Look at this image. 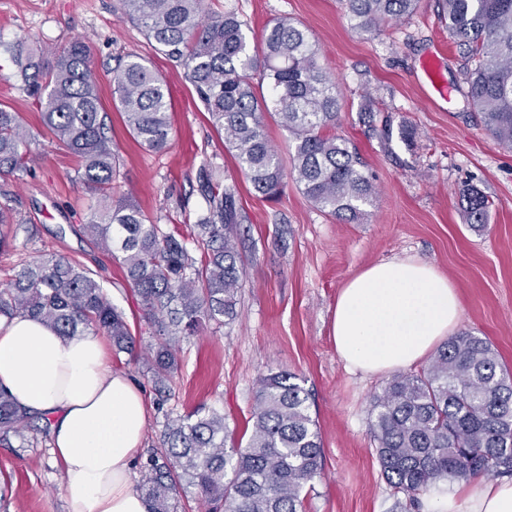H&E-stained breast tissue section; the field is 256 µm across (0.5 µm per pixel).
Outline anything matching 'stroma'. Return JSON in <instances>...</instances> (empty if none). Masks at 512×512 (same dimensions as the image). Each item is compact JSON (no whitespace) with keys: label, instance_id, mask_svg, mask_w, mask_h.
<instances>
[{"label":"stroma","instance_id":"35a3bbf8","mask_svg":"<svg viewBox=\"0 0 512 512\" xmlns=\"http://www.w3.org/2000/svg\"><path fill=\"white\" fill-rule=\"evenodd\" d=\"M209 12H234L260 38L273 18L300 22L341 94L338 136L354 145L376 186L365 219L342 223L288 184L275 201L260 198L238 171L193 86L144 34L122 19L118 0H0V107L20 113L33 160L20 179L1 180L21 222L0 253V289L24 261L57 254L96 273L136 340V354L111 356L114 370L143 389L150 420L135 472L163 451L167 422L197 408L224 414L243 436L260 377L285 370L309 393L324 448L323 470L302 495L304 512H421L394 493L371 435L372 409L389 375L348 369L331 323L337 296L353 276L382 261L416 257L447 276L462 308L459 331L486 338L512 368V149L494 144L469 104L465 61L437 17L435 0L371 33L351 29L344 0H205ZM89 45L98 94L123 164L114 197L138 204L158 224H190L204 201L198 175L234 186L243 217L237 246L245 276L237 316L182 338L179 367L158 391L141 354L157 339L118 257L85 232L89 195L75 182V158L42 123L41 112L6 52L21 40L54 51L73 39ZM149 59L171 91L172 140L149 151L112 106L110 70L118 56ZM434 61L446 97L427 99L426 61ZM374 119L365 116L366 106ZM479 189L492 203L482 228L468 226L460 191ZM24 447L0 445V512H66L65 475L45 422L36 419Z\"/></svg>","mask_w":512,"mask_h":512}]
</instances>
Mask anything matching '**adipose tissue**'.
I'll use <instances>...</instances> for the list:
<instances>
[{
    "label": "adipose tissue",
    "mask_w": 512,
    "mask_h": 512,
    "mask_svg": "<svg viewBox=\"0 0 512 512\" xmlns=\"http://www.w3.org/2000/svg\"><path fill=\"white\" fill-rule=\"evenodd\" d=\"M461 318L447 277L417 258L392 259L342 288L332 336L344 362L379 375L423 361ZM0 388L49 418L67 512H150L133 480L147 403L128 374L112 369L98 335L65 336L29 316L0 319ZM422 512H512V481L483 480L463 491L439 481Z\"/></svg>",
    "instance_id": "adipose-tissue-1"
}]
</instances>
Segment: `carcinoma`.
<instances>
[{"instance_id":"carcinoma-1","label":"carcinoma","mask_w":512,"mask_h":512,"mask_svg":"<svg viewBox=\"0 0 512 512\" xmlns=\"http://www.w3.org/2000/svg\"><path fill=\"white\" fill-rule=\"evenodd\" d=\"M448 34L467 61V97L493 142L512 148V0H436ZM203 0H120L122 17L138 26L195 88L213 126L224 135L240 172L273 200L291 178L306 200L340 221L366 215L372 178L356 148L334 133L336 83L320 64L308 31L288 17L267 25L250 44L234 13L206 15ZM420 0H345L352 29L372 32L413 14ZM22 81L37 98L44 126L79 160L78 183L91 195L86 233L117 243L127 282L156 335L150 353L155 386L178 369L175 344L206 323L237 315L245 275L236 239L241 215L232 186L200 172L205 207L191 228L206 246L195 258L186 237L154 223L141 208L112 196L120 169L97 92L89 46L77 39L48 55L10 47ZM112 100L133 138L161 151L172 133L171 94L150 61L136 55L112 69ZM289 135L291 168L265 133L264 115ZM31 136L18 112L0 108V177L27 172ZM472 224L485 223L491 202L461 189ZM16 223L11 197L0 194V229ZM37 317L68 336L106 335L115 353H133L124 314L104 295L95 274L57 255L24 263L0 289V318ZM282 370L259 379L251 433L235 440L223 415L200 409L167 423L165 456L152 462L141 490L151 512H171L182 484L195 487L208 512H299L301 492L323 466L318 422L308 392ZM372 434L387 481L413 499L442 479L512 476V370L486 339L461 332L427 367L394 377L373 405ZM33 415L0 390V444L24 445Z\"/></svg>"}]
</instances>
